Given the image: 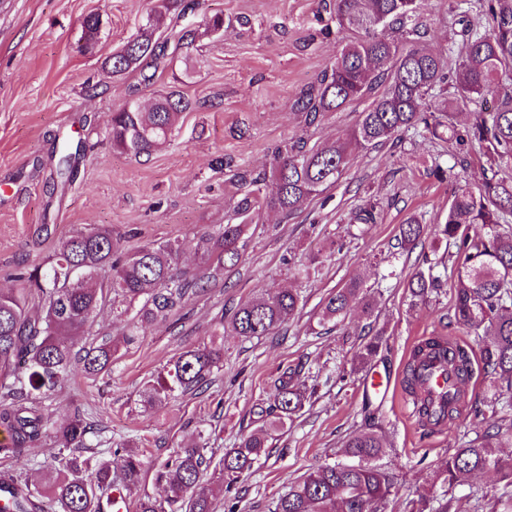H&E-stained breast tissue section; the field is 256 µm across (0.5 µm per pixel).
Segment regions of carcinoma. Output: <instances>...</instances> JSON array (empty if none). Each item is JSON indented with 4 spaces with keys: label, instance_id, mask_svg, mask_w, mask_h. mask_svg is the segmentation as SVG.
<instances>
[{
    "label": "carcinoma",
    "instance_id": "carcinoma-1",
    "mask_svg": "<svg viewBox=\"0 0 512 512\" xmlns=\"http://www.w3.org/2000/svg\"><path fill=\"white\" fill-rule=\"evenodd\" d=\"M180 2L162 0V9L151 15L150 23L108 59V72L137 71L149 83L158 71L167 69L162 10L174 9ZM423 2L332 0L329 7L338 30L356 37L298 98L296 107L313 121L351 102L371 95L374 99L359 113L346 138L311 150L293 143L274 152L269 169L248 180L251 190L235 211L241 222L197 239L195 251L201 253L205 270L178 268L181 243L144 246L122 259L112 229L91 224L61 241L47 269L24 270L16 275L22 287L0 290V453L22 459L51 432L65 442L54 456L55 466L37 484H29L14 468L0 470V512H42L43 496L54 503V512H106L112 504V488L129 492L138 488L146 466L138 448L119 446L110 458L81 454L80 450L93 447L90 423L80 414L60 424L51 421L43 399L62 389L75 362L91 377L109 370L120 347L134 343L140 331L172 312L187 295L203 292L224 264L236 263L247 245L245 219L253 210L296 214L336 183L355 151L399 141L410 131L460 147H477L487 156L489 168L482 181L473 184L464 176L467 157L454 153L451 166L435 165L439 179L455 183L448 215L436 225L434 235L445 241L448 260L457 271L450 288V313L472 343L445 336L423 340L408 360L406 390L420 404L418 422L428 427L419 362L424 358L449 362L460 384L472 377L473 362H478L491 393L487 430L449 454L436 479L451 488L465 474L493 471L505 486H512V462L498 453L503 441L512 443V88L503 84L504 77L512 76V0H483L489 24L485 30L466 23L467 0H455L452 8L462 25L461 41L441 51L422 45L427 34L421 21ZM81 28L86 42H92L100 30L99 16H85ZM387 29L397 32L398 38L386 37ZM448 86L453 88L452 97L442 102L441 91ZM195 107L175 89L150 104L123 106L112 113L108 139L122 153L150 155L172 140L182 113ZM81 148L80 142L63 143V178L73 176L71 160ZM351 223H377L376 204L360 205ZM473 224L486 227V233L470 235ZM426 235L427 227L410 216L400 225L393 248L412 252ZM433 267L428 254L420 252L417 269L405 285L410 305L441 292L442 279L433 274ZM104 268L110 269L111 278L96 288L92 281ZM34 293L43 302L37 316L27 309L28 296ZM112 293L126 303L118 315L132 314L128 333L120 341L79 345ZM355 301L366 314L372 313L371 299L359 278L328 294L318 325L345 317ZM300 302L299 293L289 289L248 299L233 313L232 330L245 338L267 336L295 317ZM383 343L380 333L367 337L360 361L375 357ZM223 361L224 341L216 337L188 348L145 387L144 406L151 408L208 386ZM295 374L287 368L273 381L267 406L260 409L263 425L224 452L218 475L226 485L236 483L268 455L271 433L284 428L305 407L310 394L294 382ZM464 407L465 393L459 389L455 402L448 405V426L456 424ZM208 439L201 429L196 443L173 452L157 474L167 486L166 497H140L138 512H211L209 492L202 484L211 463ZM383 448L376 425L353 433L344 442L342 460L310 468L270 512H384L395 492L396 477L379 463ZM412 506L413 512H450L451 501L436 504L422 496Z\"/></svg>",
    "mask_w": 512,
    "mask_h": 512
}]
</instances>
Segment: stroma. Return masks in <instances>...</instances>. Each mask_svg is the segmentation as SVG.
Listing matches in <instances>:
<instances>
[{
	"instance_id": "stroma-1",
	"label": "stroma",
	"mask_w": 512,
	"mask_h": 512,
	"mask_svg": "<svg viewBox=\"0 0 512 512\" xmlns=\"http://www.w3.org/2000/svg\"><path fill=\"white\" fill-rule=\"evenodd\" d=\"M325 3L196 0L192 9L165 15L168 33L201 28L217 13L230 25L179 51L172 71L147 84L136 72L107 74L104 61L136 35L158 0H0V289L15 288L21 267L48 266L60 242L89 224L111 226L124 250L183 241L179 266L199 268L192 241L234 220L245 192L237 172L265 169L275 148L299 138L314 146L345 137L368 105L353 102L312 124L295 108L346 39ZM448 4H423L425 44L437 51L461 30ZM90 13L101 16L103 27L96 46L86 50L79 19ZM176 77L201 107L183 113L170 144L140 157L113 149L103 136L113 112L129 96L155 97ZM62 135L85 138L87 145L75 182L65 188L53 153ZM446 148L409 136L355 153L342 177L295 215L255 213L237 265L121 347L110 373L92 381L81 364L72 365L64 389L46 406L54 421L89 412L104 439L139 442L148 466L139 489L124 495L127 512H137L141 494L163 497L159 463L192 442L197 430L210 432L220 457L259 428V407L288 367L296 368L297 382L313 388L312 398L232 489L205 473L214 512H269L313 465L340 459L346 437L365 426V405L382 427V463L398 477L387 512H410V501L422 494L451 498V512H490L482 493L496 483L495 473L461 478L451 489L435 478L454 448L482 435V418L427 434L404 406L412 348L429 336H463L448 324L451 263L436 269L445 292L412 307L404 282L415 258L392 255L388 247L409 215L430 227L443 222L452 185L439 182L432 169L448 163ZM369 200L378 205L377 224L351 223L352 212ZM353 277L364 280L373 316L355 304L337 325L313 332L323 300ZM278 288L300 293L294 319L260 339L225 330L224 366L206 391L143 407L142 390L170 360L209 341L241 302ZM368 325L388 344L364 367L357 353ZM372 367L389 376L395 391L366 398L364 379Z\"/></svg>"
}]
</instances>
